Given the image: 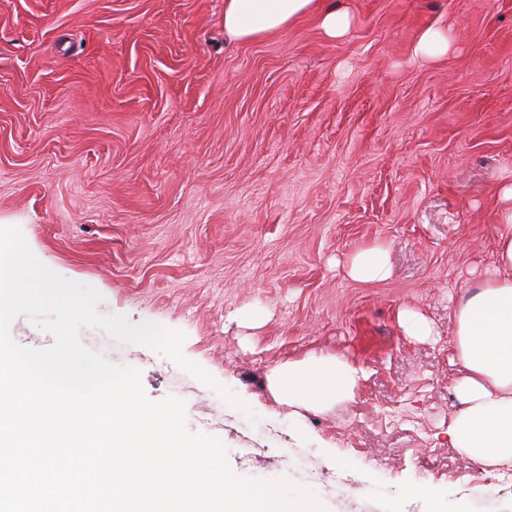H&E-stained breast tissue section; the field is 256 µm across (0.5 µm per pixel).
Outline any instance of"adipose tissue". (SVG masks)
<instances>
[{"instance_id": "ef3b65f1", "label": "adipose tissue", "mask_w": 512, "mask_h": 512, "mask_svg": "<svg viewBox=\"0 0 512 512\" xmlns=\"http://www.w3.org/2000/svg\"><path fill=\"white\" fill-rule=\"evenodd\" d=\"M319 12L330 38L351 25L347 13L320 11L319 0H224V32L252 41L285 31L301 17ZM347 273L369 283L391 274L383 246L363 248L347 261ZM452 340L455 373L451 390L458 407L448 439L475 468L512 466V224H504L493 265L463 289L454 308ZM364 368L341 353H310L276 364L267 376L275 399L314 413L353 402Z\"/></svg>"}]
</instances>
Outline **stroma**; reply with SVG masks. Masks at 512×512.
Listing matches in <instances>:
<instances>
[{
  "label": "stroma",
  "instance_id": "35a3bbf8",
  "mask_svg": "<svg viewBox=\"0 0 512 512\" xmlns=\"http://www.w3.org/2000/svg\"><path fill=\"white\" fill-rule=\"evenodd\" d=\"M324 5L350 14L341 39L310 14L240 43L224 0H0V227L96 288L101 315L184 333L215 387L80 340L150 399L182 395L236 476L325 512H512V467L471 476L448 440L453 300L490 266L512 187V0ZM430 28L446 55L417 53ZM376 243L391 278H349ZM403 308L433 336H407ZM312 351L363 366L352 404L272 397L269 370Z\"/></svg>",
  "mask_w": 512,
  "mask_h": 512
}]
</instances>
